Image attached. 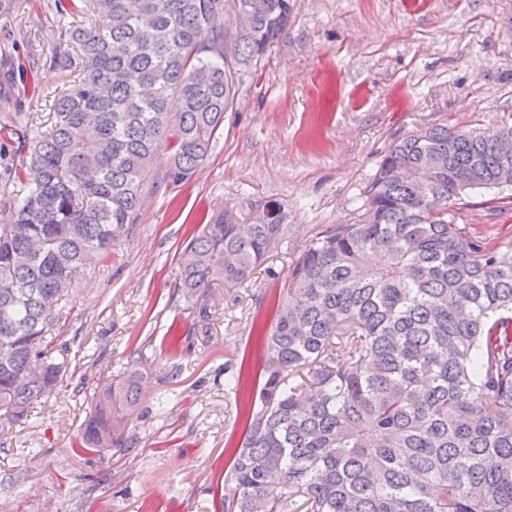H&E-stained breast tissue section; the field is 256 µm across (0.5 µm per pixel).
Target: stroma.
<instances>
[{
  "label": "stroma",
  "mask_w": 512,
  "mask_h": 512,
  "mask_svg": "<svg viewBox=\"0 0 512 512\" xmlns=\"http://www.w3.org/2000/svg\"><path fill=\"white\" fill-rule=\"evenodd\" d=\"M288 31L250 65L212 150L186 182L159 155L137 224L77 276L48 338L67 371L13 422L0 416V512H220L242 437L241 371L257 385L269 322L292 260L320 230L352 223L388 149L433 125L467 129L512 116V0H293ZM69 16L22 0L0 16V224L18 187V135L48 130L81 80L61 67ZM501 189L467 192L465 233L512 256ZM276 203L288 242L251 284H216L206 305L179 287L183 248L208 223L255 220ZM142 359L141 403L123 445L80 453L94 393Z\"/></svg>",
  "instance_id": "35a3bbf8"
}]
</instances>
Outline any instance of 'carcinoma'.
I'll return each instance as SVG.
<instances>
[{
  "mask_svg": "<svg viewBox=\"0 0 512 512\" xmlns=\"http://www.w3.org/2000/svg\"><path fill=\"white\" fill-rule=\"evenodd\" d=\"M83 79L45 134L22 136L26 187L0 226V408L15 419L62 364L46 333L69 271L138 221L154 161L182 183L209 156L244 68L287 32L292 0H91ZM242 12L226 32L215 15ZM512 124L432 127L394 144L359 219L318 232L259 331L258 404L244 413L221 512H512V260L448 219L468 190L512 186ZM288 240L279 217L203 227L183 251L188 297L233 288ZM47 371L26 377L37 359ZM131 370L100 391L80 450L119 445L140 401Z\"/></svg>",
  "mask_w": 512,
  "mask_h": 512,
  "instance_id": "carcinoma-1",
  "label": "carcinoma"
}]
</instances>
